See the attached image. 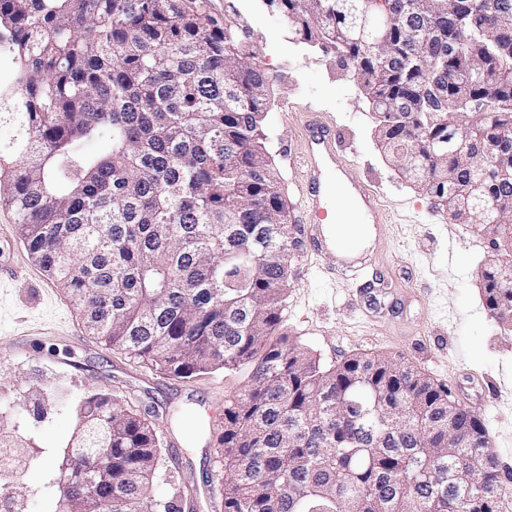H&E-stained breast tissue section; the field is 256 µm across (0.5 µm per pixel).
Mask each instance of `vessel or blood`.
<instances>
[{
  "label": "vessel or blood",
  "instance_id": "vessel-or-blood-1",
  "mask_svg": "<svg viewBox=\"0 0 512 512\" xmlns=\"http://www.w3.org/2000/svg\"><path fill=\"white\" fill-rule=\"evenodd\" d=\"M300 164L303 171L301 220L304 244L317 253H332L336 228L328 214L336 209L334 181L342 166L334 131L314 116L304 126ZM347 193L354 204L352 222L363 223L366 217L375 213L376 198L366 185L348 182Z\"/></svg>",
  "mask_w": 512,
  "mask_h": 512
}]
</instances>
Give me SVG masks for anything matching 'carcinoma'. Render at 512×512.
<instances>
[{
	"label": "carcinoma",
	"instance_id": "cac0c4a2",
	"mask_svg": "<svg viewBox=\"0 0 512 512\" xmlns=\"http://www.w3.org/2000/svg\"><path fill=\"white\" fill-rule=\"evenodd\" d=\"M349 67L384 152L434 208L512 253V0H258ZM0 203L104 345L224 402V512H501L483 420L395 356L340 362L280 332L292 240L262 127L274 75L237 0H0ZM470 121L461 133L458 120ZM512 326V263L483 273ZM58 512H154L153 422L86 398ZM485 460L468 495L459 459ZM106 473L88 479L99 458Z\"/></svg>",
	"mask_w": 512,
	"mask_h": 512
}]
</instances>
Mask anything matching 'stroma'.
I'll return each mask as SVG.
<instances>
[{
	"label": "stroma",
	"instance_id": "1",
	"mask_svg": "<svg viewBox=\"0 0 512 512\" xmlns=\"http://www.w3.org/2000/svg\"><path fill=\"white\" fill-rule=\"evenodd\" d=\"M258 36L257 54L277 77L263 130L280 171L288 223L301 236L297 150L308 113L346 144L344 175L377 198L374 240L361 263L328 274L332 254L291 252L283 330L327 363L353 353L399 356L450 388L480 414L490 446L512 476V332L485 304L481 271L493 252L473 224L434 211L428 197L386 159L374 114L336 58L299 43L278 18L240 0ZM19 273L0 279V430L25 445L0 456L10 490L0 512H57L60 465L78 408L98 390L149 413L167 466L154 494L176 512H222L215 439L224 401L241 381L221 369L174 380L89 335L63 289L27 251L15 215L0 205Z\"/></svg>",
	"mask_w": 512,
	"mask_h": 512
}]
</instances>
